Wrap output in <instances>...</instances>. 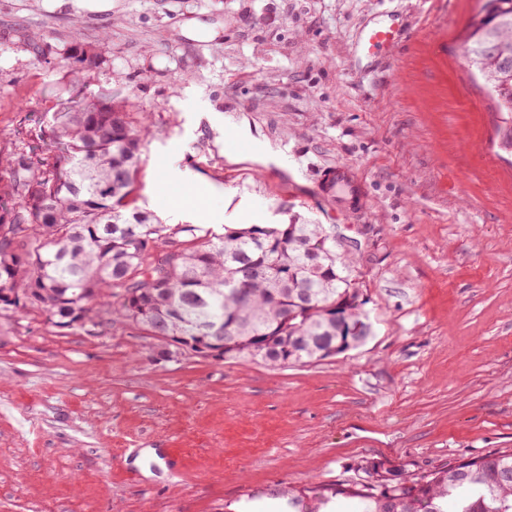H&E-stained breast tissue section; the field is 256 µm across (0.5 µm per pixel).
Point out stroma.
<instances>
[{
  "instance_id": "stroma-1",
  "label": "stroma",
  "mask_w": 512,
  "mask_h": 512,
  "mask_svg": "<svg viewBox=\"0 0 512 512\" xmlns=\"http://www.w3.org/2000/svg\"><path fill=\"white\" fill-rule=\"evenodd\" d=\"M482 5L0 0V176L61 101L133 91L151 114L143 208L218 231L241 203L242 225L335 226L360 244L371 325L355 349L273 369L126 323L90 336L0 313V512H278L276 492L367 461L420 474L512 449V154L462 53ZM394 20L403 37L359 61L361 33ZM78 41L85 84L64 58ZM339 165L360 182L350 212L323 194ZM196 184L205 218L162 205Z\"/></svg>"
}]
</instances>
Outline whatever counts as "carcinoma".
<instances>
[{
  "label": "carcinoma",
  "mask_w": 512,
  "mask_h": 512,
  "mask_svg": "<svg viewBox=\"0 0 512 512\" xmlns=\"http://www.w3.org/2000/svg\"><path fill=\"white\" fill-rule=\"evenodd\" d=\"M490 2L470 19L463 45L500 115V148L511 151L512 64L501 67L491 47L512 45V0ZM71 59L75 78L86 79L91 56ZM149 117L123 93L68 99L9 179L0 177V312L91 335L121 319L167 345L168 336H202L221 345L217 359L274 369L332 357L347 332L329 307L356 310L362 300L352 259L336 252L329 228L300 214L222 233L162 223L135 198ZM362 470L364 479L288 488V512H332L337 497L357 501V512H512V452L417 477L382 461Z\"/></svg>",
  "instance_id": "obj_1"
}]
</instances>
